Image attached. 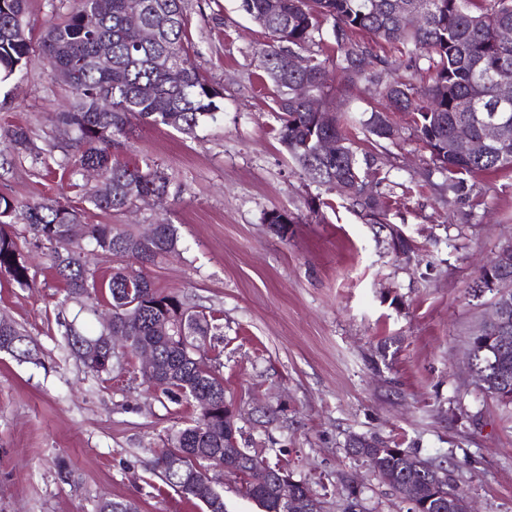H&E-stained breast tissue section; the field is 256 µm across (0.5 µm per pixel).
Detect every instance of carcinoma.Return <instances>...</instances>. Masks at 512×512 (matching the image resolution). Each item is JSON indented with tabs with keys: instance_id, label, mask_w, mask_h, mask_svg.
Here are the masks:
<instances>
[{
	"instance_id": "carcinoma-1",
	"label": "carcinoma",
	"mask_w": 512,
	"mask_h": 512,
	"mask_svg": "<svg viewBox=\"0 0 512 512\" xmlns=\"http://www.w3.org/2000/svg\"><path fill=\"white\" fill-rule=\"evenodd\" d=\"M129 0H111V11H100L97 0H52L56 21L34 46L27 20V0H0V75L9 78L30 67L40 54L50 71L67 73V105L56 114L58 129L69 138L52 140L40 147L28 127L15 124L7 142L16 153L61 172L72 197L42 198L17 203L0 195V275L21 288H34L28 255L18 243L16 227L39 248L45 249L50 269L63 284L60 305L79 306L64 325L63 336L87 372L110 374L120 359L137 356L140 344L156 347L171 373L164 374L168 387L162 390L176 404L195 405L197 393L215 391L212 410L191 415L171 427L160 458L171 467L157 473L162 482L202 512H224L219 485L209 488L194 478L201 469L215 467L224 459V376L221 363L209 356L204 344L179 336H209L219 329L217 318L191 305L180 293L155 286L148 269L180 251V236L171 224H156L154 236L144 238L125 224H85L89 209L112 215L137 204H147L171 195L172 179L159 164L147 158H122L133 126L172 128L189 137L220 111L223 92L204 77L190 53L186 0H140L142 23L156 30L152 42H144L126 21ZM423 22L414 28L399 24L392 0H240V8L268 32L271 41L255 51L257 66L265 72L273 91L272 101L280 115L278 138L305 177L326 191L336 190L340 180L353 188L377 175L376 156H362L354 149L347 125V111H335L331 124L323 126L309 108L315 97L327 106L334 100V83L367 82L374 88L382 108L359 119L363 135L373 146L388 139L381 132V114L409 112L417 138L430 151L432 167L451 192H458L466 178L481 173L512 170V136L489 146L480 155L460 152L457 135H483L484 121L495 116L512 123V91L505 94L494 84L496 72L512 69V41L498 36L502 27H512V0H418ZM328 28L335 54L320 58L311 47L322 41ZM363 32L392 46L414 61L406 79H392L397 60L373 53L365 42L354 39ZM106 47L112 56L110 69L98 66L97 55ZM308 53L309 65L287 70L282 53ZM425 61L421 68L419 61ZM180 68L181 79L172 82L168 67ZM430 74L431 83H417L419 70ZM468 107L460 108L461 103ZM333 139L339 155L318 153V144ZM92 168L101 184L91 185L84 170ZM357 208L361 217L377 212L387 223L379 197L340 193ZM294 213L276 209L265 214L264 223L281 233L295 224ZM71 224L83 226L79 239L68 234ZM117 259L123 265L112 275L100 276L94 259ZM107 307L112 322L96 329L84 327L87 316H97ZM170 325L169 338L157 333L161 322ZM119 333L130 339L128 349L115 356L107 337ZM37 344L11 319L0 316V352L19 362L36 360ZM493 373L506 371L509 380L501 404H512V348L494 357ZM374 478L398 484L414 475L415 498L408 512H441L450 478L417 469L423 458L410 448H382L379 441L352 438ZM235 470L246 483V495L278 512V475L282 468L270 464L264 450L242 448ZM97 512H137L135 504L102 498Z\"/></svg>"
}]
</instances>
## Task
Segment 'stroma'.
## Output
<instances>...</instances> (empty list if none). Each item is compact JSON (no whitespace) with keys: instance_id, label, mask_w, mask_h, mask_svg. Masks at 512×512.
Listing matches in <instances>:
<instances>
[{"instance_id":"1","label":"stroma","mask_w":512,"mask_h":512,"mask_svg":"<svg viewBox=\"0 0 512 512\" xmlns=\"http://www.w3.org/2000/svg\"><path fill=\"white\" fill-rule=\"evenodd\" d=\"M239 4L188 0L196 63L224 87L216 121L193 138L138 126L129 139L127 156L161 164L176 194L158 208L91 210L87 222L177 227L184 250L152 267L155 284L222 312L223 333L210 343L239 426L325 512H344L351 475L364 482L363 512L409 508L347 455L354 436L416 449L447 469L475 512H512V408L477 389L467 355L492 298L473 291L480 264L512 246V171L448 192L426 174L430 153L411 114L396 112L373 184L388 227L365 223L338 197L334 212L316 216L312 200L325 190L275 136L272 86L254 59L269 36ZM66 101L65 86L33 64L0 83V135L22 123L43 143ZM0 194L34 201L69 190L5 150ZM274 209L297 216L287 233L264 224ZM393 225L409 257L394 249ZM29 254L35 287L0 277V314L39 346L33 363L0 353V512H95L105 495L136 500L140 512H200L147 468L179 407L143 380L138 360L106 380L86 373L57 323L76 306L63 304L42 252Z\"/></svg>"}]
</instances>
